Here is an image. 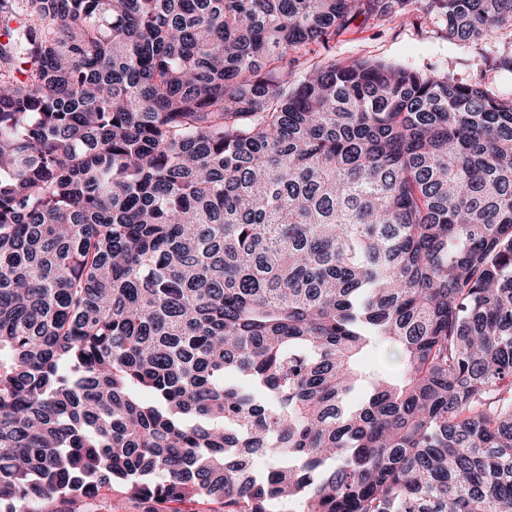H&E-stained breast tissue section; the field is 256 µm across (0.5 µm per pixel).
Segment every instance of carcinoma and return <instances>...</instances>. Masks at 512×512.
<instances>
[{"instance_id": "1", "label": "carcinoma", "mask_w": 512, "mask_h": 512, "mask_svg": "<svg viewBox=\"0 0 512 512\" xmlns=\"http://www.w3.org/2000/svg\"><path fill=\"white\" fill-rule=\"evenodd\" d=\"M409 2L0 0V512H512V96L291 55Z\"/></svg>"}]
</instances>
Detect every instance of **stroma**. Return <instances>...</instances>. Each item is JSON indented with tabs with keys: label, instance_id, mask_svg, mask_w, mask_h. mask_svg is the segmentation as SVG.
Wrapping results in <instances>:
<instances>
[{
	"label": "stroma",
	"instance_id": "1",
	"mask_svg": "<svg viewBox=\"0 0 512 512\" xmlns=\"http://www.w3.org/2000/svg\"><path fill=\"white\" fill-rule=\"evenodd\" d=\"M510 45L512 37L508 35L492 41L460 40L449 36L442 24L423 22L416 14L405 22L390 19L368 24L358 19L329 49L312 45L301 52L300 68L308 70L328 55L361 58L420 73L447 72L459 82L478 85L496 96H508L512 95V73L492 70L485 60Z\"/></svg>",
	"mask_w": 512,
	"mask_h": 512
}]
</instances>
